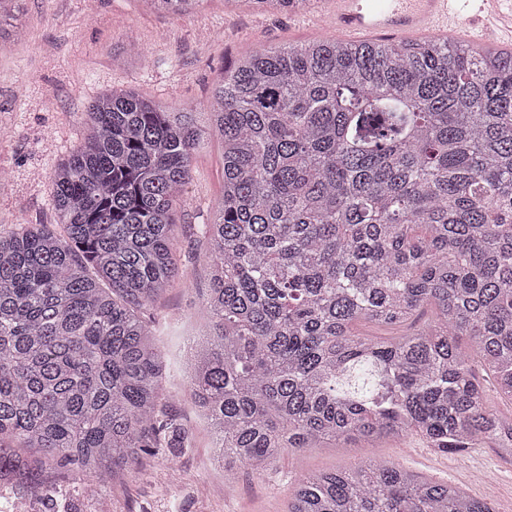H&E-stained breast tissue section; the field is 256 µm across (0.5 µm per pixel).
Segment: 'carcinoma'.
I'll return each mask as SVG.
<instances>
[{
	"mask_svg": "<svg viewBox=\"0 0 512 512\" xmlns=\"http://www.w3.org/2000/svg\"><path fill=\"white\" fill-rule=\"evenodd\" d=\"M211 129L224 193L198 226L213 268L185 373L224 473L409 434L512 461V413L479 376L512 404V53L325 39L250 52L203 107L125 92L84 112L52 178L62 233L0 229V482L58 467L90 487L192 447L147 311L179 276L176 208ZM288 512L496 510L368 459L302 476Z\"/></svg>",
	"mask_w": 512,
	"mask_h": 512,
	"instance_id": "obj_1",
	"label": "carcinoma"
}]
</instances>
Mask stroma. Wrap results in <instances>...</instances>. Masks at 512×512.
<instances>
[{
  "label": "stroma",
  "instance_id": "1",
  "mask_svg": "<svg viewBox=\"0 0 512 512\" xmlns=\"http://www.w3.org/2000/svg\"><path fill=\"white\" fill-rule=\"evenodd\" d=\"M309 0L312 22L290 11H256L210 0L191 16L145 10L139 0H22L23 32L0 47V225L57 229L51 177L80 141L82 117L94 99L134 90L168 108L206 101L223 69L245 52L330 37L322 11ZM224 187V146L211 136L197 154L179 203L174 234L181 277L155 303L154 327L169 362V411L193 432L178 456L144 457L136 474L115 473L93 488L63 469L36 484L0 485V512H288L296 480L377 458L433 481L451 483L496 512H512V463L492 448L439 454L419 437L353 442L284 452L263 472L243 467L233 481L215 458L212 435L185 391L183 342L202 323L209 283L207 245L198 225L212 222Z\"/></svg>",
  "mask_w": 512,
  "mask_h": 512
}]
</instances>
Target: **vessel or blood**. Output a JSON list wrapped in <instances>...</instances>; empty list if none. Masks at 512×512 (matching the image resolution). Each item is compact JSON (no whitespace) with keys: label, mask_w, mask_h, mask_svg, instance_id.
<instances>
[{"label":"vessel or blood","mask_w":512,"mask_h":512,"mask_svg":"<svg viewBox=\"0 0 512 512\" xmlns=\"http://www.w3.org/2000/svg\"><path fill=\"white\" fill-rule=\"evenodd\" d=\"M332 25L344 41L442 34L512 49V0H336Z\"/></svg>","instance_id":"vessel-or-blood-1"}]
</instances>
